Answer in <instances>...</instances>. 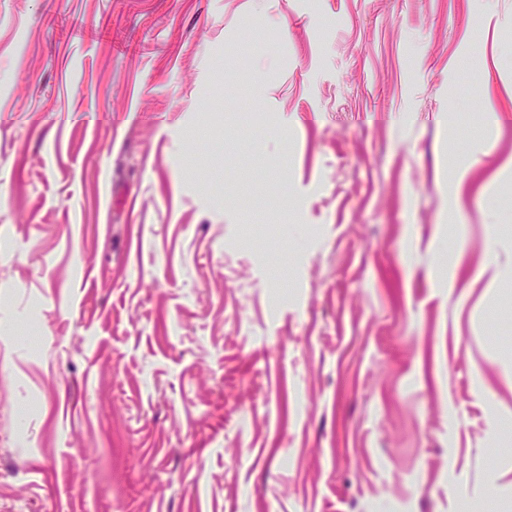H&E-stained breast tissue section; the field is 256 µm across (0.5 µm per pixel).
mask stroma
<instances>
[{"label":"stroma","mask_w":512,"mask_h":512,"mask_svg":"<svg viewBox=\"0 0 512 512\" xmlns=\"http://www.w3.org/2000/svg\"><path fill=\"white\" fill-rule=\"evenodd\" d=\"M510 159L512 0H0V512H512Z\"/></svg>","instance_id":"1"}]
</instances>
